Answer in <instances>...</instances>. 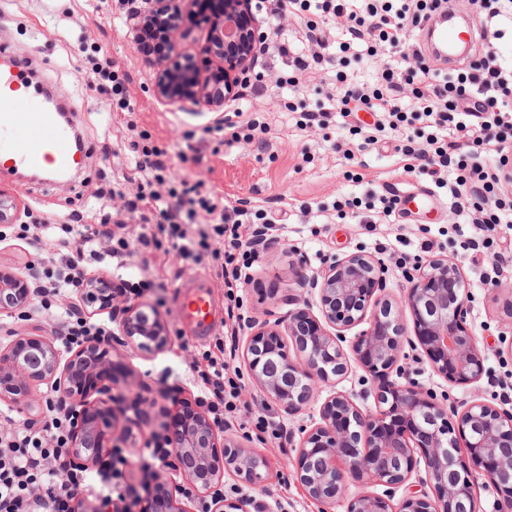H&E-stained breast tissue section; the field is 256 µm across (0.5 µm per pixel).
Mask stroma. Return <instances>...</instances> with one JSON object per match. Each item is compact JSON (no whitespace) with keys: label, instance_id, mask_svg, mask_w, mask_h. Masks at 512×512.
<instances>
[{"label":"stroma","instance_id":"35a3bbf8","mask_svg":"<svg viewBox=\"0 0 512 512\" xmlns=\"http://www.w3.org/2000/svg\"><path fill=\"white\" fill-rule=\"evenodd\" d=\"M99 46L126 71L133 113L122 112L111 89L92 81L89 72ZM0 48L27 59L37 88L56 89L65 106L76 107L72 130L89 148L82 168L72 171L67 180L43 174L26 181L0 169V188L16 195L26 211L37 217L93 212L100 184L111 182L133 161L126 154L103 155L99 147L105 141H120L127 134V122H134L150 144L167 149L172 177L204 181L228 199L266 205L281 217L270 233L274 245L252 256L244 287L229 289L216 273H209L215 336H222L236 319L260 323L287 316L295 308L288 286L297 271L318 273L332 257L364 253L380 259L387 269L385 295L400 306L407 287L406 266L445 255L461 263L470 284L467 325L485 350L488 373L478 382L457 384L434 374L426 359L408 357L406 367L411 378L447 395L449 404L478 396L494 407L512 409V289L506 287L512 282V264H504L497 283L485 277L488 253L512 251V223L484 228L468 223L452 209L445 188L433 189L432 204L410 221L379 215L374 223L360 224L352 216L338 215L333 207L338 200L381 194L397 183L413 190L430 180L405 173L403 157L386 144L357 151L361 138L352 134L339 113L330 114L323 127L301 126V109L314 110L324 102L334 86L335 70L314 75L298 88L281 89L275 76L284 70V62L270 53L260 56L256 64L260 91L251 104L257 121L267 127L265 148L213 141L189 152L186 134L214 125L216 115L188 103L170 105L157 99L155 70L134 50L118 0H0ZM146 266L154 273L155 286L140 300L154 305L166 320L170 343L153 355L121 346L113 357L115 393L138 435L136 446L126 445L114 453L122 466L113 483L125 494L144 491L165 475L161 464L141 467L154 433L161 430L157 413L163 409L171 414L180 410L183 401L200 400L192 364L209 346L177 318L178 285L197 274L192 266H179L177 256L139 252L120 270L105 264L98 274L107 281L119 275L136 279ZM248 334V329H241L236 339L233 364L239 373V396L235 410L224 415V435L252 447L267 459L269 468L254 484L225 476L224 489L242 498L256 497L262 512H321L320 504L305 495L293 471L296 450L281 434L318 422L326 395L317 392L299 413H284L251 380L242 356Z\"/></svg>","mask_w":512,"mask_h":512}]
</instances>
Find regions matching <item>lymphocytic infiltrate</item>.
<instances>
[{
  "label": "lymphocytic infiltrate",
  "instance_id": "obj_1",
  "mask_svg": "<svg viewBox=\"0 0 512 512\" xmlns=\"http://www.w3.org/2000/svg\"><path fill=\"white\" fill-rule=\"evenodd\" d=\"M442 0H257V8H269L274 21L299 20V48L281 29L266 36L263 51H276L287 70L277 85L293 86L300 73L323 62L327 35L310 18V11L340 16L341 52L356 59L387 51L394 54L374 82L359 83L337 74L338 88L328 93V111L350 115L364 110L381 114L391 130L422 122L427 127L425 145L413 137L400 140L395 150L408 158L407 172L428 176L437 186L448 187L457 212L475 224H499L512 217V174L506 170L512 153V61L504 60L494 42L504 36L502 27L512 22V0H478L483 28L492 30L491 41L482 42L467 64L448 75L434 69L421 48L405 51L406 31H421L429 12ZM265 125L236 108L231 118L213 128H204L199 145H206L219 132L225 143L254 141ZM134 165L124 173L139 184L138 192L125 200L123 213L103 216L100 223H84L82 215L68 214L56 223L48 219L21 225L23 237L32 244L52 239L58 257L39 261L32 272L38 313L51 316L54 331L65 343L105 334L104 326L88 321L73 306L60 307V298L78 292L85 284L88 262L105 257L121 258L129 252L125 238L114 235L125 225L126 216L149 225L137 242L154 254H177L201 263L204 255L223 257L233 267L234 279L242 271L234 267L233 252L249 246V229L268 212L231 204L204 182L173 183L165 178V150L144 143L142 137L128 142ZM499 157L489 165L487 154ZM454 182H447V173ZM200 385L213 417L224 415L225 369L223 359L212 352L202 355ZM46 422L16 419L0 421V512H70L73 497L85 489L87 477L73 474L69 483H55L58 471L67 469L70 417L62 399L50 401Z\"/></svg>",
  "mask_w": 512,
  "mask_h": 512
}]
</instances>
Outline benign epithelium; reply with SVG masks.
<instances>
[{"label": "benign epithelium", "instance_id": "benign-epithelium-1", "mask_svg": "<svg viewBox=\"0 0 512 512\" xmlns=\"http://www.w3.org/2000/svg\"><path fill=\"white\" fill-rule=\"evenodd\" d=\"M179 2L125 0L129 35L135 42L156 32L175 45L188 32L185 17L200 18L206 26L204 63L191 55L157 60L154 91L162 102H188L222 117L260 54L263 22L250 9V0H190L194 10L187 15ZM20 218L17 197L0 189V223ZM406 280L412 337L399 308L386 298L373 299L387 288L383 263L356 253L333 259L315 275H297L296 285L317 298L322 319L310 313L305 301L286 319L249 324L244 358L252 381L290 415L321 387L335 385V377L347 370L345 331L370 319L353 349L379 382L375 410L365 414L340 393L325 399L320 422L299 428L296 476L312 500L327 509L344 502L346 512H476L474 488L481 476L512 500V411L478 398L450 411L436 393L409 379L402 363L405 347L419 346L433 372L454 382L475 383L486 374L483 351L466 324L470 296L462 267L446 257L433 258L417 263ZM98 281L89 278L81 302L93 316L118 310V335L89 336L64 353L52 337L18 327L0 340V402L31 414L41 406L40 386L59 392L72 419L68 451L82 465L112 452L115 430L130 436L113 408L118 399L107 374L115 346L132 344L154 354L169 342L159 311L136 302L119 308L112 289L98 287ZM31 295L28 274L0 275V315H17ZM283 334L294 341L299 359L292 361L283 352ZM450 415L461 443L451 436ZM166 436L175 455L165 467L178 481L157 486L142 506L127 512H247V500L225 494L224 475L256 478L267 468L264 457L225 438L224 427L205 410L191 412ZM420 460L433 498L409 483ZM348 475L365 476L386 490L351 497ZM402 486L405 493L397 499L395 491Z\"/></svg>", "mask_w": 512, "mask_h": 512}]
</instances>
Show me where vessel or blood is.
Returning <instances> with one entry per match:
<instances>
[{
	"label": "vessel or blood",
	"instance_id": "1",
	"mask_svg": "<svg viewBox=\"0 0 512 512\" xmlns=\"http://www.w3.org/2000/svg\"><path fill=\"white\" fill-rule=\"evenodd\" d=\"M479 41L477 22L461 25L456 8L448 4L437 10L421 31L423 52L443 69L459 67ZM84 154L59 122L57 112L45 101L32 97L19 59L0 52V166L13 169L54 170L80 166ZM180 321L195 336H210L214 304L206 277L185 284L177 298Z\"/></svg>",
	"mask_w": 512,
	"mask_h": 512
}]
</instances>
